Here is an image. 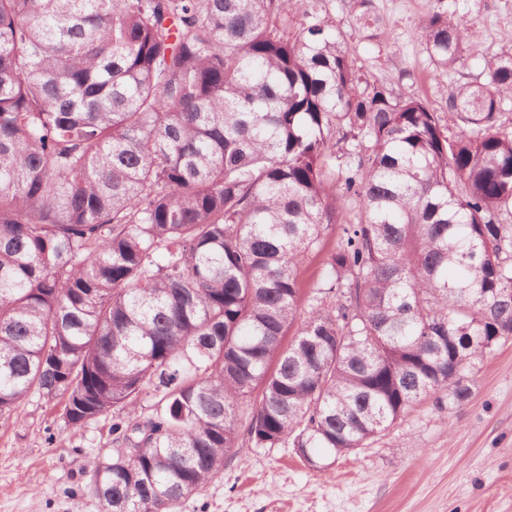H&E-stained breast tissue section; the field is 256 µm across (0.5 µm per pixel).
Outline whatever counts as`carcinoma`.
<instances>
[{
	"mask_svg": "<svg viewBox=\"0 0 512 512\" xmlns=\"http://www.w3.org/2000/svg\"><path fill=\"white\" fill-rule=\"evenodd\" d=\"M420 36L479 55L445 12ZM510 97L512 53L446 130L302 0H0V418L112 414L86 487L176 512L243 442L323 469L464 404L512 339Z\"/></svg>",
	"mask_w": 512,
	"mask_h": 512,
	"instance_id": "obj_1",
	"label": "carcinoma"
}]
</instances>
